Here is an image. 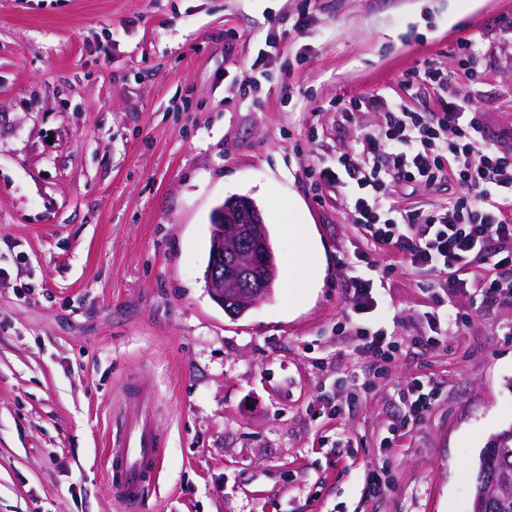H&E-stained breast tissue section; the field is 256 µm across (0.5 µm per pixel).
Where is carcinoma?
<instances>
[{
  "label": "carcinoma",
  "instance_id": "obj_1",
  "mask_svg": "<svg viewBox=\"0 0 512 512\" xmlns=\"http://www.w3.org/2000/svg\"><path fill=\"white\" fill-rule=\"evenodd\" d=\"M473 512H512V430L500 434L482 453Z\"/></svg>",
  "mask_w": 512,
  "mask_h": 512
}]
</instances>
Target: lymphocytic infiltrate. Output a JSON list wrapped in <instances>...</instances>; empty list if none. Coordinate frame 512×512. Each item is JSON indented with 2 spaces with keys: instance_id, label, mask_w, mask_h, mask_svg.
<instances>
[{
  "instance_id": "f902f5d3",
  "label": "lymphocytic infiltrate",
  "mask_w": 512,
  "mask_h": 512,
  "mask_svg": "<svg viewBox=\"0 0 512 512\" xmlns=\"http://www.w3.org/2000/svg\"><path fill=\"white\" fill-rule=\"evenodd\" d=\"M419 84L445 94L436 119H424L404 105L385 111L380 127L363 130L361 150L343 152L335 169L319 172L324 183L346 182L356 188L349 213L368 251L359 265L345 256L339 263L351 270L349 311L358 319L360 352L373 357L383 371L395 343L365 319L377 309L378 292L397 269L410 271L439 295L465 294L485 306L512 299V149L503 146L504 140H512V130L502 132L501 142L488 140L480 110L466 93L453 88L441 68L427 63L409 72L406 87ZM450 163L462 191L446 207L425 212L397 206L395 193L401 184H434ZM373 249L400 261L378 265L369 255ZM477 262L491 267V275L465 278ZM401 394L405 411L387 430L391 442L423 421L439 400L436 389L419 378Z\"/></svg>"
}]
</instances>
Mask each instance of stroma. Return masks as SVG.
I'll return each instance as SVG.
<instances>
[{
  "label": "stroma",
  "instance_id": "obj_1",
  "mask_svg": "<svg viewBox=\"0 0 512 512\" xmlns=\"http://www.w3.org/2000/svg\"><path fill=\"white\" fill-rule=\"evenodd\" d=\"M427 61L488 137L512 127V0H0V512H124L106 453L129 383L167 435L143 512H472L483 450L512 428V300H451L468 324L417 348L437 305L396 271L375 320L398 349L377 375L336 265L363 233L345 189L312 175L357 144L337 100L437 111L433 90L403 88ZM460 191L451 172L397 199L439 209ZM236 195L281 264L233 318L202 273L211 212ZM291 205L326 271L287 300L308 265L284 262ZM418 376L440 400L384 447Z\"/></svg>",
  "mask_w": 512,
  "mask_h": 512
}]
</instances>
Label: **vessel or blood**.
<instances>
[{
    "label": "vessel or blood",
    "instance_id": "obj_1",
    "mask_svg": "<svg viewBox=\"0 0 512 512\" xmlns=\"http://www.w3.org/2000/svg\"><path fill=\"white\" fill-rule=\"evenodd\" d=\"M165 445L166 437L155 424L153 392L130 385L112 433L108 469L112 494L126 512H139L155 483Z\"/></svg>",
    "mask_w": 512,
    "mask_h": 512
}]
</instances>
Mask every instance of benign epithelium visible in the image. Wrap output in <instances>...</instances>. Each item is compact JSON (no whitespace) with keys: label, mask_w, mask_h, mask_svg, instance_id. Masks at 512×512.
<instances>
[{"label":"benign epithelium","mask_w":512,"mask_h":512,"mask_svg":"<svg viewBox=\"0 0 512 512\" xmlns=\"http://www.w3.org/2000/svg\"><path fill=\"white\" fill-rule=\"evenodd\" d=\"M275 256L256 203L239 197L220 207L213 225L207 284L223 306L249 310L272 292Z\"/></svg>","instance_id":"obj_1"}]
</instances>
